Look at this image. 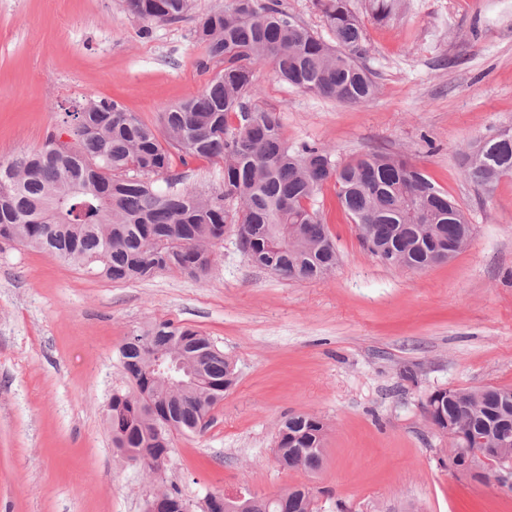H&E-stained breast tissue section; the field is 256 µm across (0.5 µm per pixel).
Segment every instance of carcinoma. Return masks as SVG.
Instances as JSON below:
<instances>
[{
  "mask_svg": "<svg viewBox=\"0 0 512 512\" xmlns=\"http://www.w3.org/2000/svg\"><path fill=\"white\" fill-rule=\"evenodd\" d=\"M402 0H369L374 19L390 21ZM143 21L171 24L191 0H125ZM335 43L298 23L269 0H230L201 18L196 40L200 67H224L205 89L165 109L155 128L116 102L85 103L66 113L72 142L49 138L42 149L0 163V240L47 251L66 263L95 269L114 282L144 280L175 270L197 279L217 263L214 250L227 227L240 226V244L257 266L295 282H313L338 261L336 243L317 208L324 183L334 180L341 208L356 224L368 252L386 264L425 270L438 263L471 226L448 192L419 168L372 154L338 166L325 149L288 145L276 112L250 104L255 65L270 61L277 77L304 92L357 105L376 91L362 62V26L349 0H313ZM182 161L204 158L224 166V191L198 196L177 188L172 152ZM471 180L489 187L512 175V134L479 143L468 166ZM166 183L161 190L158 181ZM234 201L230 208L226 202ZM120 353L136 391L115 393L106 410L112 447L158 473L175 432L206 427L234 368L211 340L190 326L161 321L127 337ZM184 362L196 381L168 385L151 370ZM475 393L471 424L488 414L512 416V387L448 388L431 392L436 424L455 428ZM324 423L312 414L287 417L277 430V459L286 469L315 471L323 460ZM314 512V497L293 487L274 498L247 496L244 512Z\"/></svg>",
  "mask_w": 512,
  "mask_h": 512,
  "instance_id": "cac0c4a2",
  "label": "carcinoma"
}]
</instances>
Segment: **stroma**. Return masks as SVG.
<instances>
[{
  "instance_id": "35a3bbf8",
  "label": "stroma",
  "mask_w": 512,
  "mask_h": 512,
  "mask_svg": "<svg viewBox=\"0 0 512 512\" xmlns=\"http://www.w3.org/2000/svg\"><path fill=\"white\" fill-rule=\"evenodd\" d=\"M228 0H193L158 25L123 0H0V162L66 138L65 112L116 101L153 125L212 77L198 66V19ZM352 0L378 86L340 104L258 66L252 103L275 110L290 145L343 165L386 152L423 170L468 214L472 236L423 271L386 265L360 244L335 182L320 194L340 262L294 282L253 265L234 228L202 280L162 271L114 282L87 267L0 240V512H145L175 492L274 496L308 486L317 512H512V492L444 467L449 442L422 404L438 388L512 386V177L484 193L469 178L472 144L512 132V0H409L376 22ZM192 192L224 188L222 168L173 158ZM191 325L238 380L195 434H173L152 474L116 452L106 421L134 385L119 353L145 323ZM328 425L316 471L288 470L277 429L292 414Z\"/></svg>"
}]
</instances>
